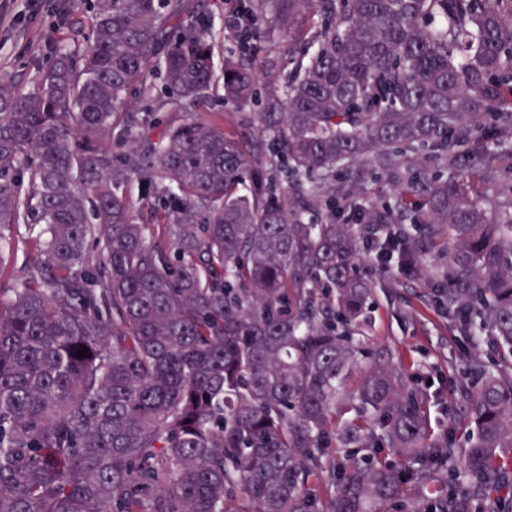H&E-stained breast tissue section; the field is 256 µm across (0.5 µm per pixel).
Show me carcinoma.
Returning <instances> with one entry per match:
<instances>
[{
    "instance_id": "carcinoma-1",
    "label": "carcinoma",
    "mask_w": 512,
    "mask_h": 512,
    "mask_svg": "<svg viewBox=\"0 0 512 512\" xmlns=\"http://www.w3.org/2000/svg\"><path fill=\"white\" fill-rule=\"evenodd\" d=\"M239 12L302 51L288 75L239 50L217 67L194 0H94L84 49L27 87L0 76V229H27L0 236L19 269L0 512H512V0ZM212 99L259 105L246 140L177 109ZM355 165L392 205L360 197ZM370 236L499 352L493 372L471 359L462 448L399 363L340 398L365 359Z\"/></svg>"
}]
</instances>
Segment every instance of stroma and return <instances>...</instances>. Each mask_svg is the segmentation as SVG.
<instances>
[{
    "mask_svg": "<svg viewBox=\"0 0 512 512\" xmlns=\"http://www.w3.org/2000/svg\"><path fill=\"white\" fill-rule=\"evenodd\" d=\"M83 13L84 0H43L27 8L17 29H0V73L35 79L59 47L74 43L60 27L62 15L75 21ZM373 280L364 338L367 352L373 358L388 349L400 355L411 389L427 401L433 428L439 431L456 423V440L464 442L459 391L470 379V355L477 350L487 365L498 362L487 331L478 327L471 336L459 335L437 313L421 284L406 279L398 267L376 272Z\"/></svg>",
    "mask_w": 512,
    "mask_h": 512,
    "instance_id": "1",
    "label": "stroma"
}]
</instances>
